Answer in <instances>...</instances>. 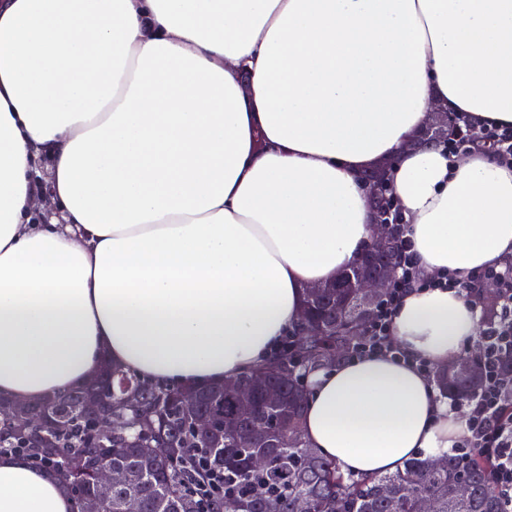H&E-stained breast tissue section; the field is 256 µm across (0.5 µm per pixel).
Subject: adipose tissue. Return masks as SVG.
<instances>
[{"instance_id": "ef3b65f1", "label": "adipose tissue", "mask_w": 512, "mask_h": 512, "mask_svg": "<svg viewBox=\"0 0 512 512\" xmlns=\"http://www.w3.org/2000/svg\"><path fill=\"white\" fill-rule=\"evenodd\" d=\"M439 106L512 128V0H0V398L268 362L364 251L384 164L421 277L402 355L314 372L304 436L366 476L453 447L421 365L459 359L479 309L435 281L512 257V166L411 148ZM71 510L0 455V512Z\"/></svg>"}]
</instances>
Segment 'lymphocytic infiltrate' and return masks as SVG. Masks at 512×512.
<instances>
[{"instance_id": "lymphocytic-infiltrate-1", "label": "lymphocytic infiltrate", "mask_w": 512, "mask_h": 512, "mask_svg": "<svg viewBox=\"0 0 512 512\" xmlns=\"http://www.w3.org/2000/svg\"><path fill=\"white\" fill-rule=\"evenodd\" d=\"M401 268L398 281L389 288L377 308L369 336L359 345L358 354L386 351L399 355L389 336L394 311L404 292L419 279L406 236H399ZM489 280L498 281L505 302L497 324L489 327L478 358L486 370L484 389L467 403V433L459 443L462 451L475 450L492 464L506 512H512V388L506 387L496 364L500 349L512 347V272L507 267H488L473 273L459 288L472 297Z\"/></svg>"}]
</instances>
